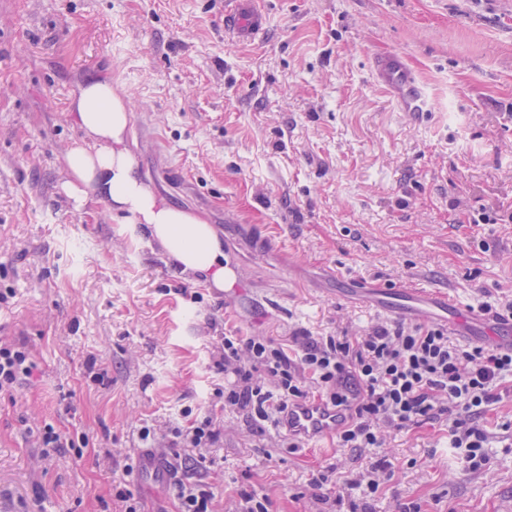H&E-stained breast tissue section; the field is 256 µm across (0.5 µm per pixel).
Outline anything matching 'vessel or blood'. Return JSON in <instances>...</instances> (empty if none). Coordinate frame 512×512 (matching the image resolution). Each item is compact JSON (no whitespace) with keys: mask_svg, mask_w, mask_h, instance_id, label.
Wrapping results in <instances>:
<instances>
[{"mask_svg":"<svg viewBox=\"0 0 512 512\" xmlns=\"http://www.w3.org/2000/svg\"><path fill=\"white\" fill-rule=\"evenodd\" d=\"M267 17L260 0H235V7L224 17L225 29L242 39H252L264 33ZM378 83L386 90L400 111L416 115L428 111V100L417 84L409 66L398 55L387 54L373 63ZM357 293L381 299L400 294L420 319L429 320L449 316L450 334L461 336L495 348L512 349V322L503 323L486 318L483 312L470 310L457 304L448 293L436 288L370 287L355 284ZM345 414L339 408L320 402H303L288 410V431L308 441L335 434L344 423ZM138 474L158 480L166 479L167 473L161 459L150 452L139 457Z\"/></svg>","mask_w":512,"mask_h":512,"instance_id":"b4317fda","label":"vessel or blood"}]
</instances>
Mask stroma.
<instances>
[{
    "label": "stroma",
    "instance_id": "obj_1",
    "mask_svg": "<svg viewBox=\"0 0 512 512\" xmlns=\"http://www.w3.org/2000/svg\"><path fill=\"white\" fill-rule=\"evenodd\" d=\"M261 2L264 35L241 41L224 29L229 0H0V341L35 364L0 396V512H115V479L145 512H170L182 482L214 492V512L244 489L271 512H335L384 455L391 480L351 492L362 512H512L502 439L486 472L465 469L437 423L386 431L381 449L292 448L216 394L224 332L284 343L410 324L354 281L445 288L479 309L512 296V0ZM389 53L427 115L399 112L377 84L372 61ZM93 77L130 99L141 172L213 224L238 288L181 273L104 203L62 193L63 152L81 137L72 96ZM484 209L500 222L467 223ZM188 409L224 426L212 465L137 477L140 451L174 461L170 429ZM48 424L86 447L44 453Z\"/></svg>",
    "mask_w": 512,
    "mask_h": 512
}]
</instances>
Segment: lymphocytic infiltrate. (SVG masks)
<instances>
[{"label":"lymphocytic infiltrate","mask_w":512,"mask_h":512,"mask_svg":"<svg viewBox=\"0 0 512 512\" xmlns=\"http://www.w3.org/2000/svg\"><path fill=\"white\" fill-rule=\"evenodd\" d=\"M219 356L225 411L258 428L282 427L290 406L315 397L345 411L340 447L380 448L384 430L442 423L449 448L473 472L490 470L494 434L512 437V418L487 420L495 405L512 400V350L466 346L435 325L307 336L291 353L271 338L230 335ZM33 369L26 346L0 343V395L12 394ZM172 434L178 447L197 450L201 466L223 437L210 415L188 418Z\"/></svg>","instance_id":"obj_1"}]
</instances>
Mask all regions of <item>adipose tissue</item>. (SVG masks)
Segmentation results:
<instances>
[{
    "label": "adipose tissue",
    "mask_w": 512,
    "mask_h": 512,
    "mask_svg": "<svg viewBox=\"0 0 512 512\" xmlns=\"http://www.w3.org/2000/svg\"><path fill=\"white\" fill-rule=\"evenodd\" d=\"M71 117L83 137L64 152L69 178L62 190L75 208L97 196L116 223L144 226L182 273L223 288L227 256L217 230L192 211L172 205L143 179L128 146L127 98L108 79H87L73 95Z\"/></svg>",
    "instance_id": "1"
}]
</instances>
